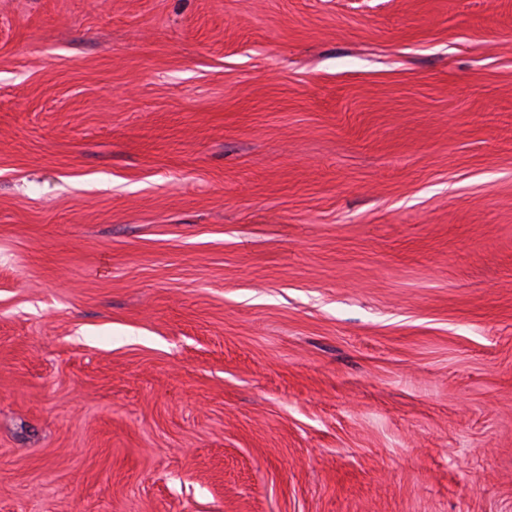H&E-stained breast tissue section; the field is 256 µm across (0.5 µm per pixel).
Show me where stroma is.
Listing matches in <instances>:
<instances>
[{"label": "stroma", "instance_id": "stroma-1", "mask_svg": "<svg viewBox=\"0 0 512 512\" xmlns=\"http://www.w3.org/2000/svg\"><path fill=\"white\" fill-rule=\"evenodd\" d=\"M0 512H512V0H0Z\"/></svg>", "mask_w": 512, "mask_h": 512}]
</instances>
